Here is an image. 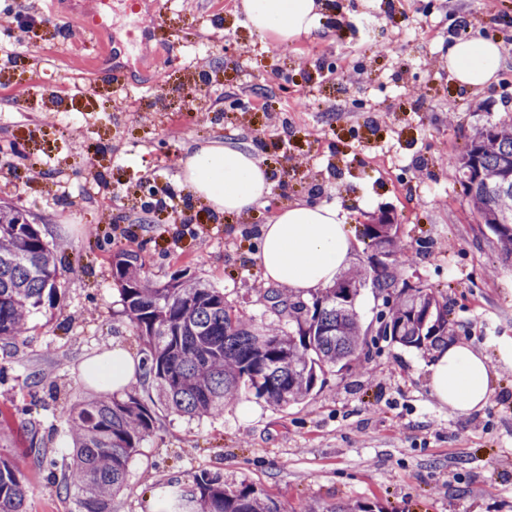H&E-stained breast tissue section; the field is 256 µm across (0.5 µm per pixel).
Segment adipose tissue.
Here are the masks:
<instances>
[{
	"label": "adipose tissue",
	"instance_id": "adipose-tissue-1",
	"mask_svg": "<svg viewBox=\"0 0 512 512\" xmlns=\"http://www.w3.org/2000/svg\"><path fill=\"white\" fill-rule=\"evenodd\" d=\"M251 29L285 45L316 29L319 0H241ZM448 69L467 88L489 84L501 63L498 41L459 38L448 48ZM193 194L220 214H248L273 191L269 169L235 144L194 149L183 168ZM258 265L265 281L308 297L333 284L357 246L335 206L297 202L259 228ZM432 395L460 412L486 407L494 388L492 369L470 342L454 338L434 351L428 366Z\"/></svg>",
	"mask_w": 512,
	"mask_h": 512
}]
</instances>
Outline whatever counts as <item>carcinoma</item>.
I'll return each mask as SVG.
<instances>
[{"label":"carcinoma","instance_id":"1","mask_svg":"<svg viewBox=\"0 0 512 512\" xmlns=\"http://www.w3.org/2000/svg\"><path fill=\"white\" fill-rule=\"evenodd\" d=\"M469 201L512 256V127L492 125L470 139L456 160ZM399 225L388 218L365 225L364 234L386 260L369 276L347 275L306 300L275 291L286 332L258 326L234 313L224 293L182 272L164 283L151 280L139 255L120 252L112 262L126 324L141 344L140 387L124 397H95L69 410L73 454L42 446L37 429H25L27 468L0 457V512H26L28 472H45L59 492H77L75 512H112L126 487L130 458L157 427L152 410L189 418L219 415L224 405L252 394L276 407L310 396L324 385V369L348 371L359 359L362 328L356 301L367 286L393 300L379 317L381 336L406 347H432L448 335V300L415 288L396 271ZM59 270L55 252L38 225L10 205H0V349L25 342L33 311L53 304ZM169 512H288L252 486L230 489L218 473L189 486L167 482Z\"/></svg>","mask_w":512,"mask_h":512}]
</instances>
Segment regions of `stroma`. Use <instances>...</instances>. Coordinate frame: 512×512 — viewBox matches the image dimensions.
Listing matches in <instances>:
<instances>
[{
    "mask_svg": "<svg viewBox=\"0 0 512 512\" xmlns=\"http://www.w3.org/2000/svg\"><path fill=\"white\" fill-rule=\"evenodd\" d=\"M238 2L143 0L134 10L110 0V45L89 28L91 0H0L19 20L0 29V56L12 60L0 72V147L13 149L0 154V200L38 225L61 274L55 306L31 316L25 343L0 349V456L21 455L31 424L47 447L70 448V408L103 392L86 381V362L116 347L139 357L114 255L139 253L160 282L187 270L263 325L278 314L255 257L259 227L318 201L345 213L353 269L370 268L365 224L394 218L410 254L399 275L447 298L449 337L472 341L494 373L489 405L463 415L439 404L431 350L379 336L387 306L367 287L357 366L327 369L322 390L285 408L246 395L202 419L157 409L115 512H167L160 484L205 471L289 512H512V260L448 162L477 131L512 122V0H496L491 15L482 0H323L319 28L285 46L251 32ZM470 37L501 45L489 87L460 86L448 71L449 43ZM183 98L211 120L181 118ZM214 142L256 152L271 171V196L247 215H217L181 181L188 153ZM34 164L47 170L36 182ZM162 196L179 216L157 226ZM29 479L27 512H73L47 475Z\"/></svg>",
    "mask_w": 512,
    "mask_h": 512,
    "instance_id": "obj_1",
    "label": "stroma"
}]
</instances>
